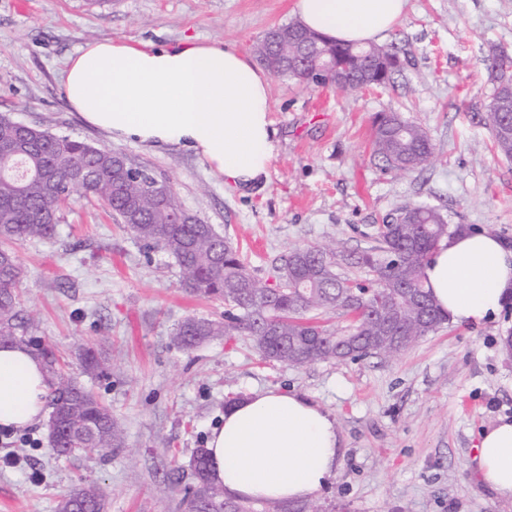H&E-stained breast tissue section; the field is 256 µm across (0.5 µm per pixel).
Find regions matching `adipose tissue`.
Instances as JSON below:
<instances>
[{
    "mask_svg": "<svg viewBox=\"0 0 512 512\" xmlns=\"http://www.w3.org/2000/svg\"><path fill=\"white\" fill-rule=\"evenodd\" d=\"M406 0H295L308 29L345 43L382 38ZM69 107L112 140L193 151L243 192L266 180L277 130L265 71L236 47L184 38L164 46L93 41L66 61ZM436 305L455 324H479L512 299V249L465 232L442 240L423 265ZM49 384L41 360L22 345L0 346V426L22 429L43 416ZM341 440L334 420L295 392L266 389L224 412L206 449L226 496L286 502L314 499L332 478ZM471 473L512 500V419L485 428Z\"/></svg>",
    "mask_w": 512,
    "mask_h": 512,
    "instance_id": "obj_1",
    "label": "adipose tissue"
}]
</instances>
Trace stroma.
<instances>
[{
    "instance_id": "stroma-1",
    "label": "stroma",
    "mask_w": 512,
    "mask_h": 512,
    "mask_svg": "<svg viewBox=\"0 0 512 512\" xmlns=\"http://www.w3.org/2000/svg\"><path fill=\"white\" fill-rule=\"evenodd\" d=\"M295 0H0V115L125 154L173 187L182 207L238 246L272 280L293 249L368 248L406 204L439 208L450 223L512 246V159L498 154L482 116L493 90L492 51L512 55V0H407L383 38L404 62L387 89L351 94L271 77L278 145L269 177L229 191L193 152L114 142L86 127L61 90L79 46L126 38L156 46L185 37L252 54L269 28L294 21ZM423 126L431 164L387 171L371 148L378 113ZM29 334L81 377L82 347L104 350L106 375L88 380L127 445L59 458L39 422L0 436V512H56L77 485L100 488L106 512H183L174 463H188L235 399L294 390L330 413L340 464L317 497L324 512H512L467 468L483 428L512 418V302L483 324H443L396 356L304 368L261 359L243 336L191 350L172 340L191 315L221 318L224 303L187 293L173 260L146 251L101 201L74 196L49 239L14 244Z\"/></svg>"
}]
</instances>
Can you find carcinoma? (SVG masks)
Instances as JSON below:
<instances>
[{
	"label": "carcinoma",
	"instance_id": "cac0c4a2",
	"mask_svg": "<svg viewBox=\"0 0 512 512\" xmlns=\"http://www.w3.org/2000/svg\"><path fill=\"white\" fill-rule=\"evenodd\" d=\"M302 39L320 48L353 73L369 62L381 69L379 82L343 87L358 93L390 84L400 71L398 53L385 46L343 44L326 39L297 21L269 30L256 43L259 61L282 60L277 77L305 84L318 81L288 65ZM491 100L507 104L502 112H486L497 151L512 158V56L490 58ZM17 121L0 115V145L15 140ZM372 151L385 168L412 171L429 165L434 145L420 125L396 112H383L373 123ZM28 175L0 170V344H25L34 324L21 315L22 269L10 248L28 239H49L60 222L61 206L74 193L102 201L117 223L147 249L159 248L179 269L188 293L224 301V320L190 316L175 329L173 342L191 349L215 336H246L264 360L303 368L332 360H356L371 354H398L436 331L447 321L422 279L431 250L442 239L465 230L443 213L425 205H404L396 218H385L374 245L356 253L338 254L329 247L294 249L277 268L274 283L253 276L231 239L212 224L196 219L177 224L182 209L174 190L157 203L147 194V181L158 179L150 169L133 164L122 153L86 141L31 128L21 156ZM350 317L331 331L320 315ZM50 375L48 444L57 457L95 448L126 447V434L112 412L92 390L58 370L50 348L41 350ZM86 374L100 377L106 356L92 347L82 350ZM189 467L193 482L185 488L184 512H317L312 502L233 500L211 475L207 450H194ZM58 512H105V498L95 486L78 487L58 503Z\"/></svg>",
	"mask_w": 512,
	"mask_h": 512
}]
</instances>
